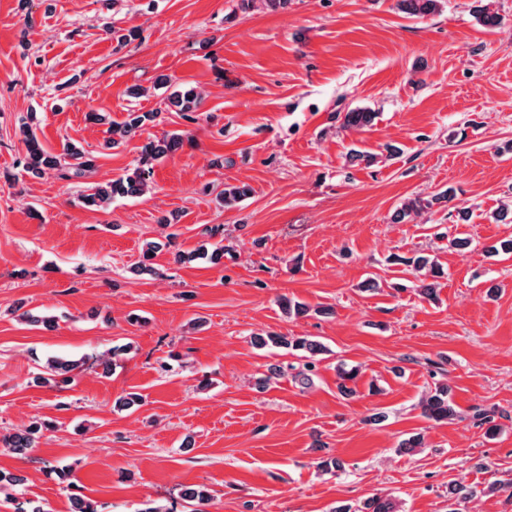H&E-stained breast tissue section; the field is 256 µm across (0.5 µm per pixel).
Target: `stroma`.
Returning a JSON list of instances; mask_svg holds the SVG:
<instances>
[{
  "mask_svg": "<svg viewBox=\"0 0 512 512\" xmlns=\"http://www.w3.org/2000/svg\"><path fill=\"white\" fill-rule=\"evenodd\" d=\"M476 2L445 0L414 18L397 0L248 12L237 0H0V431L52 424L32 453L0 449L21 498L71 512V493L49 472L67 466L100 512L149 501L178 512H331L376 494L401 512H448L455 480L476 490L462 512H512V256L484 251L512 238V223L494 218L512 198V0H487L501 17L493 28L477 22ZM109 25L138 35L117 47ZM164 75L201 93L196 122L166 108ZM33 106L48 151L80 143L96 153L94 171H22L18 119ZM358 107L376 112L373 125L341 129ZM131 108L164 120L105 148L88 113L120 122ZM171 130L191 142L154 162L149 194L105 210L80 204L89 184L124 174ZM387 143L397 156L383 158ZM354 147L379 162L348 164ZM241 183L248 197L217 204ZM448 188L468 221L437 206L392 223L406 198ZM170 213L175 250L156 257L158 275L131 273L142 241L167 235L159 219ZM211 227L220 264L175 262ZM455 237L470 247H450ZM422 249L447 271L434 302L395 291L411 273L387 261ZM371 277L379 290L363 289ZM283 296L331 312L291 319ZM22 311L55 324H26ZM264 331L329 348L310 387L294 379L298 357L255 348L252 334ZM124 344L110 374L87 366L64 389L29 384L47 356ZM341 360L361 368L356 396L338 392ZM438 380L460 412L445 424L420 407ZM129 392L144 404L115 409ZM477 408L503 413L495 438L476 426ZM417 433L424 448L398 453ZM327 456L344 472L319 471ZM494 481L501 490L489 491ZM196 484L213 495L198 510L178 499Z\"/></svg>",
  "mask_w": 512,
  "mask_h": 512,
  "instance_id": "1",
  "label": "stroma"
}]
</instances>
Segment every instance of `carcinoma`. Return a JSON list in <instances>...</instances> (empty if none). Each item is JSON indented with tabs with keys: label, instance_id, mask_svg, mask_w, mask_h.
Here are the masks:
<instances>
[{
	"label": "carcinoma",
	"instance_id": "obj_1",
	"mask_svg": "<svg viewBox=\"0 0 512 512\" xmlns=\"http://www.w3.org/2000/svg\"><path fill=\"white\" fill-rule=\"evenodd\" d=\"M443 0H397V8L402 13L417 18L435 14L441 11ZM170 103L179 108L182 118L187 121L195 120L194 111L200 105V95L195 87L180 84L168 96ZM162 111L138 112L130 110L124 122L114 124L101 112H90L88 118L96 124L107 126L104 145L109 149L118 148L125 144L138 132L148 125L156 124ZM376 113L368 108H358L347 112L343 116L341 127L344 129H364L373 124ZM35 113L29 112L20 119L19 131L23 136L26 153L21 161L23 170L39 177L48 170H60L75 176H82L96 167L97 155L86 150L82 145L68 141L63 145L62 153L53 154L41 145L33 128ZM189 140L188 133L183 130L166 131L159 139L150 140L141 147L140 158L133 168L115 179L105 183H93L86 187L81 195L85 208L90 210H105L112 205V201L119 198L137 197L150 189L153 162L166 157L183 148L185 141ZM251 192L248 185H226L217 199L226 208L236 206ZM453 200L451 190L441 191L429 198L416 196L405 201L392 215L395 224L406 223L413 220L423 211L442 203ZM164 244L153 239H147L141 246V259L138 265L132 268L136 274H154V259L162 252ZM194 257L206 259L212 264L220 263L224 257V246L214 243L196 249ZM392 262L413 268L415 282L413 289L424 299L435 300V289L439 279L445 275L442 265L428 253L420 252L413 257L395 256ZM279 304L290 318H299L311 313L323 314L327 308L311 306L305 302L282 297ZM253 345L258 348H277L295 352L304 359L302 369L298 372V381L304 385L313 382L317 374V367L322 355L328 350L318 341L307 336H284L274 332L256 334L252 336ZM82 367L80 360H63L57 357L47 358L32 379L33 385L45 388H65L73 384L77 371ZM337 389L344 397L357 393V381L360 370L344 362L336 365ZM422 415L436 424L446 423L459 416V411L451 397V388L446 383H439L430 390L427 398L421 403ZM504 417L494 411H477L473 418L478 426L485 428V436L494 437L501 428L497 418ZM44 422H34L30 426L15 432L0 433V447L6 448L15 454H27L37 448L38 439ZM21 478L0 471V495L6 499L17 502L15 512H46L30 500L19 502L11 493L13 487L19 485ZM473 495L472 487L453 481L448 484V499L457 504L465 502ZM180 496L185 501L205 504L213 499L211 491L205 485H195L184 488ZM331 512H399L392 499L374 495L364 501L361 507L353 510L349 507H335Z\"/></svg>",
	"mask_w": 512,
	"mask_h": 512
}]
</instances>
